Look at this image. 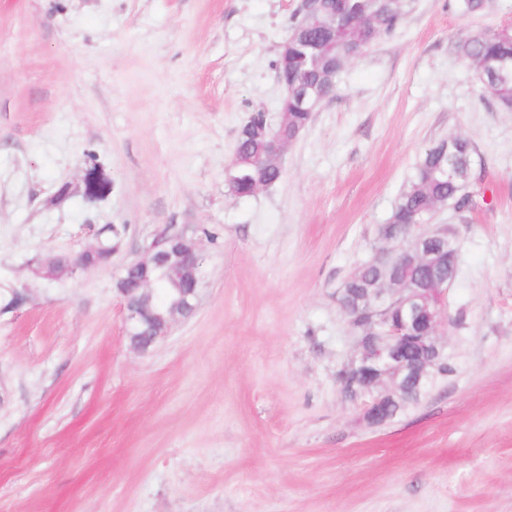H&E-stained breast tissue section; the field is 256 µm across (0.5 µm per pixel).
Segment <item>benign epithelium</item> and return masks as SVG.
<instances>
[{"label":"benign epithelium","instance_id":"1","mask_svg":"<svg viewBox=\"0 0 512 512\" xmlns=\"http://www.w3.org/2000/svg\"><path fill=\"white\" fill-rule=\"evenodd\" d=\"M287 113L276 124L267 123L253 131V137L269 146V157L281 162L288 139L282 128ZM448 234V226L411 230L392 250H379L375 261L384 269L392 288H381L364 297L356 312L345 311L350 326L362 329L357 350L340 371L341 388L350 398L361 400L364 418L372 425L388 421V402L401 385L413 379L430 381L435 363L445 356L437 338L438 328L447 321V285L433 272L440 264L429 243ZM137 276H121L116 288L124 297V332L132 339L171 328L195 312L202 284V258L195 247L179 235L153 241L143 258L127 266ZM178 288V299L162 311L153 303L157 281Z\"/></svg>","mask_w":512,"mask_h":512}]
</instances>
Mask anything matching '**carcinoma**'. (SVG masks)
I'll return each mask as SVG.
<instances>
[{
  "mask_svg": "<svg viewBox=\"0 0 512 512\" xmlns=\"http://www.w3.org/2000/svg\"><path fill=\"white\" fill-rule=\"evenodd\" d=\"M409 0H321L320 23L301 25L303 15L295 13L288 36V61L278 56L273 62L276 78L284 83L300 81L315 89L308 103L280 100L279 109H288V139L295 142L308 128L313 112L337 91L338 78L346 64L360 58V33L371 26L377 35L393 33L407 14ZM336 22L344 34V43L336 47V68L323 59L322 29ZM456 53L481 76V84L494 103L512 111V25L486 28L456 42ZM267 121L264 111L256 110L240 126L236 153L241 159L262 154V143L248 131ZM473 146L462 135H450L434 142L420 157L387 220L379 230L383 241H397L405 224H417L431 209L454 207L463 213L476 209L481 193L472 183ZM274 184L282 176V167L262 163L260 167L239 166V179L228 180L229 190L237 196L252 194L255 174ZM384 287V279L371 266H362L358 279L347 285L346 298L353 300L367 288Z\"/></svg>",
  "mask_w": 512,
  "mask_h": 512,
  "instance_id": "cac0c4a2",
  "label": "carcinoma"
}]
</instances>
